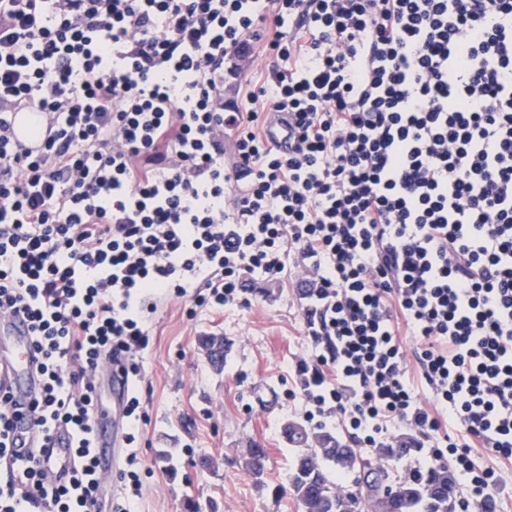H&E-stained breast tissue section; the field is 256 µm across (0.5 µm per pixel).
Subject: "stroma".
<instances>
[{"label":"stroma","mask_w":512,"mask_h":512,"mask_svg":"<svg viewBox=\"0 0 512 512\" xmlns=\"http://www.w3.org/2000/svg\"><path fill=\"white\" fill-rule=\"evenodd\" d=\"M296 258L280 280L254 275L245 299L220 309L191 298L161 301L148 346L134 361L145 415L136 438L140 512H299L288 494L294 451L284 423L304 422L295 396L297 365L309 358ZM206 334L231 345L214 369L199 345ZM269 450L265 470L245 468L254 444Z\"/></svg>","instance_id":"35a3bbf8"}]
</instances>
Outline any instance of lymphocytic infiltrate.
<instances>
[{"instance_id":"f902f5d3","label":"lymphocytic infiltrate","mask_w":512,"mask_h":512,"mask_svg":"<svg viewBox=\"0 0 512 512\" xmlns=\"http://www.w3.org/2000/svg\"><path fill=\"white\" fill-rule=\"evenodd\" d=\"M258 57L266 82L225 99ZM29 102L35 155L13 142ZM291 248L307 417L372 448L415 430L486 508L477 458L512 459V0H0V317L29 319L31 410L77 460L65 484L8 467L0 512H136L130 359L156 298L223 307ZM107 357L132 385L113 500L92 445ZM267 136L274 139L283 153L288 151V119L284 121L282 114L273 112L269 116L266 129Z\"/></svg>"}]
</instances>
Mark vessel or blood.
Returning <instances> with one entry per match:
<instances>
[{
    "mask_svg": "<svg viewBox=\"0 0 512 512\" xmlns=\"http://www.w3.org/2000/svg\"><path fill=\"white\" fill-rule=\"evenodd\" d=\"M42 114L31 105L18 108L13 116L14 142L19 150L37 153L42 142L32 136L34 127L41 125ZM35 354L32 347L31 330L22 316H13L0 321V387L7 389L21 403L29 402L41 390L43 380L35 369ZM113 395V420L111 430L97 428L95 433V460L103 475L117 472L123 458L122 419L123 401L129 388L128 382L117 377H108ZM13 436L15 452L24 455L38 448L40 434L32 418L26 414L14 418ZM49 469L54 481H66L72 473L75 461L73 439L67 429H57L49 440Z\"/></svg>",
    "mask_w": 512,
    "mask_h": 512,
    "instance_id": "obj_1",
    "label": "vessel or blood"
}]
</instances>
